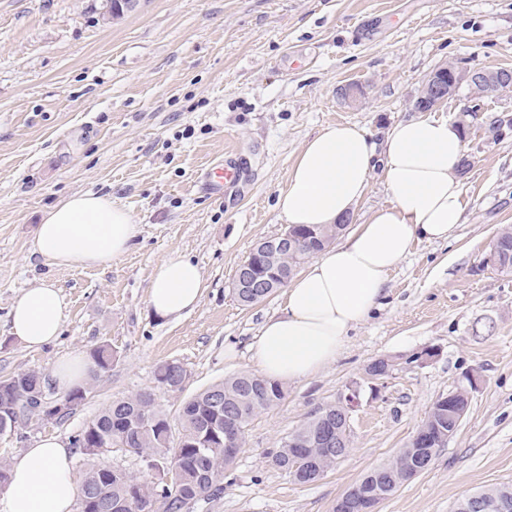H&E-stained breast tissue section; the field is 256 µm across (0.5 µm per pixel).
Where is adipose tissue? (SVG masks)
<instances>
[{
  "label": "adipose tissue",
  "instance_id": "ef3b65f1",
  "mask_svg": "<svg viewBox=\"0 0 512 512\" xmlns=\"http://www.w3.org/2000/svg\"><path fill=\"white\" fill-rule=\"evenodd\" d=\"M463 154L460 128L432 116L398 121L378 142L346 123L303 143L275 202L288 224L338 223L376 171L391 201L287 284L280 312L265 320L249 346L250 360L265 378L299 382L334 363L350 331L379 304L391 270L411 244L448 240L462 220L457 170ZM137 234L131 213L113 205L111 196L77 193L44 213L34 251L61 268L108 267ZM203 289L200 267L174 251L156 264L147 303L157 316L176 320L198 306ZM62 324L63 299L53 282L29 288L11 307L10 332L28 347L53 342ZM71 463L72 451L62 440H39L13 466L0 512H71L78 494Z\"/></svg>",
  "mask_w": 512,
  "mask_h": 512
}]
</instances>
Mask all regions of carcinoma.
<instances>
[{"label": "carcinoma", "instance_id": "obj_1", "mask_svg": "<svg viewBox=\"0 0 512 512\" xmlns=\"http://www.w3.org/2000/svg\"><path fill=\"white\" fill-rule=\"evenodd\" d=\"M347 229L345 224H327L318 228L295 230L313 235L311 245L297 256H279L283 268L297 267L333 243ZM499 273L512 275V227L506 226L496 236ZM94 363L92 375L108 369L115 360L114 352L96 348L90 353ZM17 381L15 405L29 395L44 389L42 374L25 370L12 375ZM161 386L185 384L187 373L176 361H166L155 371ZM285 396L278 383L241 372L214 383L187 400L182 407L181 431L173 448H164L162 439L172 435L168 415L152 392H140L112 401L74 434L79 451L96 458L121 451L139 459L142 475L125 469L96 463L87 469L77 495V512H99L98 505L112 503V512H194L201 504L218 497L224 490V472L233 460L224 457V444H245L246 428L261 412L280 402ZM349 410L340 404L321 409L307 423L286 436L274 456L275 464L299 483L313 482L336 464V455H347L351 434L345 433L343 417ZM330 422L343 440L341 452L321 440L322 424ZM457 419L448 407L435 402L421 423L434 434L433 442L421 449L410 442L405 451L388 463L367 472L359 485L369 493L386 500L409 478V461L426 451L436 456L448 444V432L456 429ZM171 475L167 484L162 476Z\"/></svg>", "mask_w": 512, "mask_h": 512}]
</instances>
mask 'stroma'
Here are the masks:
<instances>
[{
	"label": "stroma",
	"mask_w": 512,
	"mask_h": 512,
	"mask_svg": "<svg viewBox=\"0 0 512 512\" xmlns=\"http://www.w3.org/2000/svg\"><path fill=\"white\" fill-rule=\"evenodd\" d=\"M101 10V0H0V378L45 374L100 345L116 355L66 422L0 436V459L13 462L40 438L69 440L114 399L153 392L174 421L197 391L253 371L248 347L283 294L244 307L232 285L254 245L287 226L275 200L301 145L341 123L381 139L416 116L439 66L512 69V0H141L108 23ZM431 114L464 129L462 224L448 241L414 242L336 361L286 384L251 421L223 494L202 512H331L471 375L455 435L378 512H454L463 496L512 484V276L488 262L512 226V127L495 126L512 117V89L464 85ZM218 160L239 172V192L224 198L201 189ZM86 191L111 194L138 234L110 267L52 266L34 252L35 229L47 208ZM173 251L199 264L205 288L197 308L166 321L147 295ZM44 278L61 290L64 324L35 350L11 337L9 311ZM427 347L437 355L425 366L367 380L375 359ZM172 360L188 374L180 391L154 378ZM353 386L348 455L309 484L274 466L288 433Z\"/></svg>",
	"instance_id": "35a3bbf8"
}]
</instances>
